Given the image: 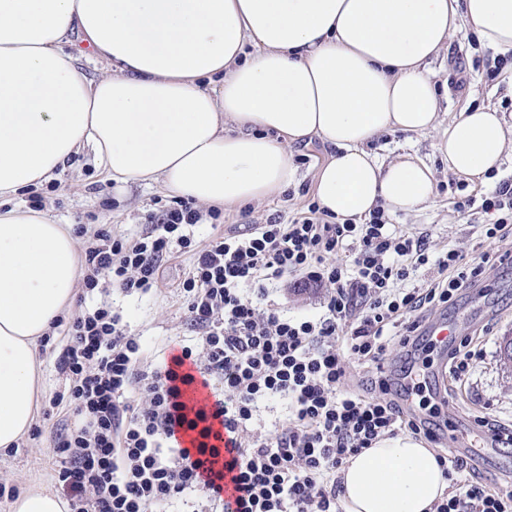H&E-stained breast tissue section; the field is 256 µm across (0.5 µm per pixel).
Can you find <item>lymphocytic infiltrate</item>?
I'll list each match as a JSON object with an SVG mask.
<instances>
[{"instance_id": "1", "label": "lymphocytic infiltrate", "mask_w": 512, "mask_h": 512, "mask_svg": "<svg viewBox=\"0 0 512 512\" xmlns=\"http://www.w3.org/2000/svg\"><path fill=\"white\" fill-rule=\"evenodd\" d=\"M484 251L429 248L374 209L362 224L334 222L310 204L306 215L247 224L208 239L196 234L220 219L215 208L176 199L138 235L78 224L84 241L81 286L95 306L52 321L65 328L56 358L67 387L53 402L74 418L54 427L50 457L68 512H341L345 460L402 432L434 438L408 406L414 356L427 312L454 304L503 265L499 243L512 239V180L475 202ZM186 255L192 264L177 288L193 337L177 355L153 354L112 307L113 292L155 293L163 269ZM434 275L409 282L422 268ZM325 288L317 313L291 318L268 300L288 277ZM406 350L402 380L385 369L391 348ZM363 375L347 385V368ZM212 400L184 399L195 383ZM283 405L284 422L259 415ZM193 431V447L178 435ZM453 490L434 512H512V482L492 488L452 457ZM234 483L224 496V478Z\"/></svg>"}]
</instances>
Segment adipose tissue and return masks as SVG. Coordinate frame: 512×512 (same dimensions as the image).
I'll return each mask as SVG.
<instances>
[{
	"instance_id": "ef3b65f1",
	"label": "adipose tissue",
	"mask_w": 512,
	"mask_h": 512,
	"mask_svg": "<svg viewBox=\"0 0 512 512\" xmlns=\"http://www.w3.org/2000/svg\"><path fill=\"white\" fill-rule=\"evenodd\" d=\"M463 28L512 52V0H0V199L84 152L117 187L239 207L287 189L294 147L318 141L333 149L314 183L321 208L358 223L378 207L424 210L432 167L372 144L436 128L429 65ZM76 39L107 75L88 78L67 50ZM511 145L512 123L482 106L435 150L483 184ZM80 275L68 225L0 211V450L33 422L37 342ZM340 475L343 512H433L449 487L437 453L409 435L377 440Z\"/></svg>"
}]
</instances>
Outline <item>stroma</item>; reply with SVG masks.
Wrapping results in <instances>:
<instances>
[{"instance_id":"1","label":"stroma","mask_w":512,"mask_h":512,"mask_svg":"<svg viewBox=\"0 0 512 512\" xmlns=\"http://www.w3.org/2000/svg\"><path fill=\"white\" fill-rule=\"evenodd\" d=\"M498 60L497 53L475 35L465 31L454 35L442 59L433 64L438 80L448 84V98L441 103L436 129L415 137L402 132L386 133L373 145L386 159L393 158L401 149H413L432 167L433 205L416 213L390 217L392 223L403 225L405 230L429 232L431 251L452 247L469 250L477 242L473 225L457 217L453 203L466 195H488L489 189L462 185L460 178L449 173L447 161L434 153L433 145L466 107L490 105L512 113V95L500 80L489 76ZM329 154V148L318 142L295 147L293 162L297 175L286 193L225 210L224 229L263 223L272 217L285 221L306 211L315 200V176ZM39 193L46 210L64 223L109 224L119 231L141 230L148 213L155 211L157 201L164 197L156 186L117 191L115 183L97 171L83 154L74 156L62 178L41 186ZM189 265L186 257L171 262L155 296L139 300L120 295L115 298L128 315L133 331L143 336L153 352L163 351L168 342L190 333L183 300L176 288ZM442 319L453 321L459 336L479 338L483 345L481 355L472 360L465 380L459 383L449 379L447 351L437 348L426 356L424 372L432 391L431 402L439 407L441 420L448 423L447 448L455 452L468 448L466 430L473 427L475 417L486 416L512 424V362L504 361L500 355L504 337H512V264L492 271L482 287L463 291L453 306L436 308L429 314L430 322ZM38 358L41 384L35 421L43 434L35 440L24 437L15 448L0 451V482L16 486L23 494L59 488L49 455V433L56 420L47 417L46 412L54 397L64 390L66 377L55 368L52 351L41 352Z\"/></svg>"}]
</instances>
